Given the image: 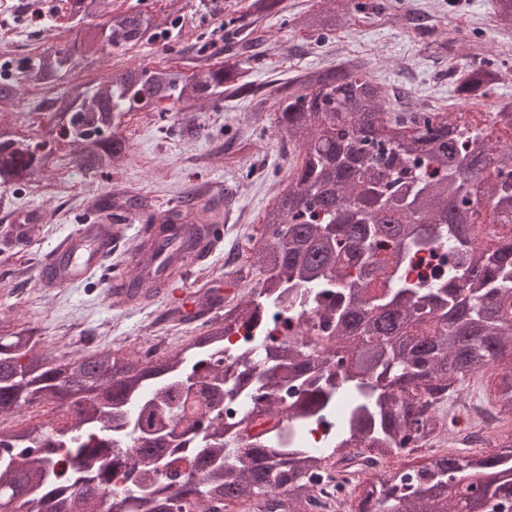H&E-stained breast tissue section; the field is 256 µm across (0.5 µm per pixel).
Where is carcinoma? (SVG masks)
Returning a JSON list of instances; mask_svg holds the SVG:
<instances>
[{
    "label": "carcinoma",
    "instance_id": "carcinoma-1",
    "mask_svg": "<svg viewBox=\"0 0 512 512\" xmlns=\"http://www.w3.org/2000/svg\"><path fill=\"white\" fill-rule=\"evenodd\" d=\"M103 0H56V18L81 37L0 66V187L35 183L76 151L86 171L118 174L128 164L124 118L169 106L205 112L241 99L263 112L271 104L282 142L301 161L249 237L246 261L234 265L238 294L220 302L204 332L180 348L145 352L99 346L68 358L41 345L13 309L0 313V509L22 512H224L251 503L255 512H311L314 488L332 478L336 460L357 466L365 455L399 456L410 442L436 440L448 428L438 404L470 376L512 352V239L492 255L475 243L486 209L512 225V101L478 121L392 103L387 87L359 58L295 76L257 95L244 65L267 43L262 23L282 0H252L234 52L203 74L148 62L102 78L68 80L78 61L93 68L107 47L157 37L143 8H119L93 23ZM353 0H319L292 19L321 42L349 20ZM493 31L512 34V0H492ZM470 61L450 74L470 101L492 90L501 60L486 42L465 47ZM55 90L36 135L5 117L25 87ZM68 120L69 136L58 128ZM92 211L117 231L127 215L148 209L128 191L94 200ZM224 223L221 200L190 198L145 232L162 249L211 251ZM446 244L448 274L428 286L406 282L416 254ZM122 287L151 290L139 269ZM311 306L312 325L270 346L262 366L248 353L230 364L224 337L262 330L287 309ZM351 351L336 360V350ZM494 404L512 407V367L494 377ZM293 398L283 404L282 393ZM350 392L335 446L301 448L291 428L331 418ZM247 392L253 407L224 425V400ZM33 403L61 413L47 431L7 426L4 418ZM194 447L187 450V443ZM65 459L67 477L57 462ZM123 472L139 491L111 493ZM285 500H271L273 486ZM376 512H505L512 507V445L483 456L435 454L403 475L389 471L364 488Z\"/></svg>",
    "mask_w": 512,
    "mask_h": 512
}]
</instances>
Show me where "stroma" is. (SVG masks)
Returning a JSON list of instances; mask_svg holds the SVG:
<instances>
[{"mask_svg": "<svg viewBox=\"0 0 512 512\" xmlns=\"http://www.w3.org/2000/svg\"><path fill=\"white\" fill-rule=\"evenodd\" d=\"M53 0H0V9L11 13L20 30L13 59L28 56V44L47 49L56 44V27L49 8ZM373 5L371 20L350 21L336 37L318 43L298 37L282 17H271L265 27L271 37L264 57L254 63L250 79L271 87L296 74L360 57L370 65L374 78L385 86L412 89L415 97L435 108H447L459 96L448 80L447 62L431 58L410 23L400 19V0H366ZM492 0H415L427 24L450 29L460 42L472 39L473 29L485 26ZM158 20L178 13L198 28L222 32L231 12L217 14L210 0H154ZM267 111L256 116L248 102L221 100L207 112H181L170 108L164 115L148 114L129 130V162L120 173L103 176L78 167L67 157L63 172H47L41 185L0 190V239L8 213L40 209L39 230L25 244L12 247L0 242V311L14 308L34 323L46 344L64 355L82 346L77 339L94 343L132 345L134 339L166 337L169 347H179L182 337L196 336L200 323H166L160 316L165 298L126 310L109 307L103 271L64 288L45 287L37 267L56 241L79 225L78 217L96 196L126 188L146 196L154 212L180 204L192 194L223 193V232L203 277L187 276L184 288L223 286L228 262L242 258L247 239L262 211L272 203L278 184L287 177L293 161Z\"/></svg>", "mask_w": 512, "mask_h": 512, "instance_id": "stroma-1", "label": "stroma"}]
</instances>
